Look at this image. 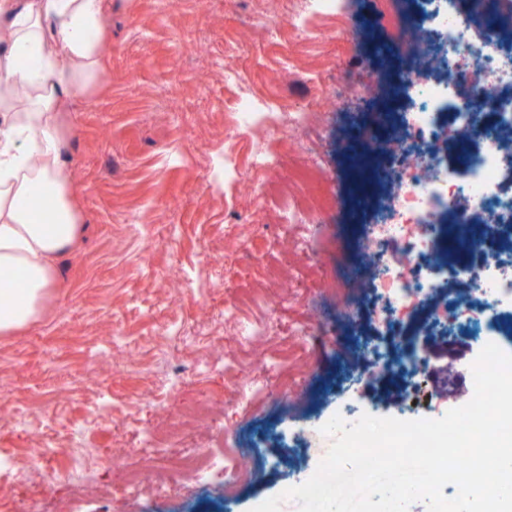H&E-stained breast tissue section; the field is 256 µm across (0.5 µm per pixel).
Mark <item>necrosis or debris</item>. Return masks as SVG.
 <instances>
[{"label": "necrosis or debris", "instance_id": "4bbe7bcc", "mask_svg": "<svg viewBox=\"0 0 512 512\" xmlns=\"http://www.w3.org/2000/svg\"><path fill=\"white\" fill-rule=\"evenodd\" d=\"M509 12L512 0H417L420 32L400 37L396 90L406 122L387 138L361 139L390 184L363 245L381 335L451 325L480 342L512 339V312L487 316L512 296V253L448 249L450 233L476 215L512 237V147L504 145L512 138V39L497 25ZM244 109L261 121L281 114L283 134L297 144L312 139L307 113L281 112L273 99L246 100ZM179 468L191 482L219 480L228 490L249 478L206 449Z\"/></svg>", "mask_w": 512, "mask_h": 512}]
</instances>
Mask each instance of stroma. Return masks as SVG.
Returning a JSON list of instances; mask_svg holds the SVG:
<instances>
[{
	"label": "stroma",
	"mask_w": 512,
	"mask_h": 512,
	"mask_svg": "<svg viewBox=\"0 0 512 512\" xmlns=\"http://www.w3.org/2000/svg\"><path fill=\"white\" fill-rule=\"evenodd\" d=\"M348 21L316 16L297 42L288 0H112L94 92L59 121L66 133L70 191L83 233L59 260L62 286L25 330L0 335V512H252L312 476L332 445L321 427L339 402L403 420L442 417L473 396L470 346L454 373L426 357L424 396L384 400L386 367L354 385L351 365L379 344L366 323L377 303L360 290L346 303L329 275L368 270L358 242L374 218L358 158L368 125L403 104L382 93L330 98L345 84L368 85L386 69L375 40L394 41L410 12L385 16L379 0H346ZM238 72L260 97L323 113L314 138L321 168L274 129L262 142L278 162L251 164L252 134L236 130ZM317 227L312 250L296 245L289 210ZM271 316L301 350L277 374V341L258 340L234 364L237 321ZM227 367L198 370L203 359ZM84 429L83 488L67 479V435ZM186 455L224 449L251 478L225 495L178 472L151 478L159 448ZM141 494L125 491L129 473Z\"/></svg>",
	"instance_id": "35a3bbf8"
}]
</instances>
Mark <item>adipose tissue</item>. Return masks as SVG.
I'll return each instance as SVG.
<instances>
[{"instance_id":"obj_1","label":"adipose tissue","mask_w":512,"mask_h":512,"mask_svg":"<svg viewBox=\"0 0 512 512\" xmlns=\"http://www.w3.org/2000/svg\"><path fill=\"white\" fill-rule=\"evenodd\" d=\"M112 0H0V269L16 272L20 306H0V335L35 322L58 286L81 217L58 114L93 90ZM56 220L38 221L41 208Z\"/></svg>"}]
</instances>
